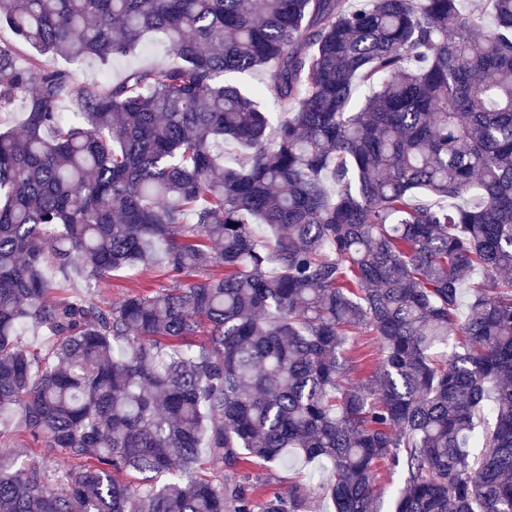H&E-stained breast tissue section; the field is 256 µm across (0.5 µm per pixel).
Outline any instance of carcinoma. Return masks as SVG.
<instances>
[{
  "label": "carcinoma",
  "instance_id": "cac0c4a2",
  "mask_svg": "<svg viewBox=\"0 0 512 512\" xmlns=\"http://www.w3.org/2000/svg\"><path fill=\"white\" fill-rule=\"evenodd\" d=\"M2 27L34 54L0 42V112L25 107L0 131V416L62 461L1 455L0 512H313L242 475L299 458L334 512H379L383 462L393 512H512V0H0ZM153 32L174 60L115 83L57 64ZM249 70L253 95L220 81ZM158 265L172 285L93 300ZM360 328L379 359L353 379ZM401 486L399 473L386 467H380L377 478V490L381 493L380 512H391L393 498Z\"/></svg>",
  "mask_w": 512,
  "mask_h": 512
}]
</instances>
